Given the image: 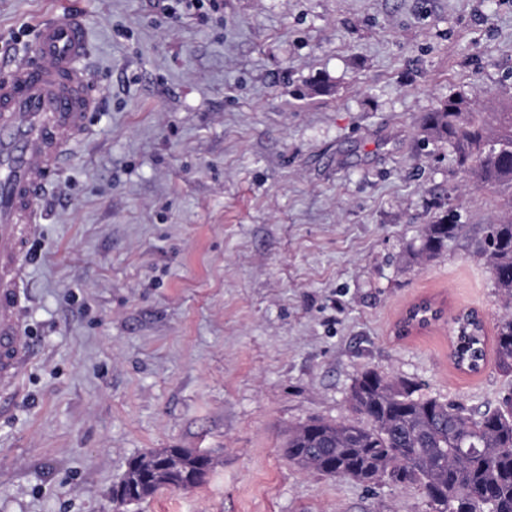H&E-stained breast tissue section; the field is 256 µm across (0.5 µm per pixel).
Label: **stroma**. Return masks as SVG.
Listing matches in <instances>:
<instances>
[{
  "label": "stroma",
  "mask_w": 512,
  "mask_h": 512,
  "mask_svg": "<svg viewBox=\"0 0 512 512\" xmlns=\"http://www.w3.org/2000/svg\"><path fill=\"white\" fill-rule=\"evenodd\" d=\"M223 2L0 0L16 57L37 19L83 15L101 97L39 205L0 512H430L417 489L290 464L289 429L350 418L367 368L470 411L512 394L494 350L454 365L448 324L512 315L479 251L512 188L479 187L422 123L453 93L512 100V0ZM442 216L464 230L423 257ZM422 300L444 319L398 335ZM154 448L215 464L117 506Z\"/></svg>",
  "instance_id": "35a3bbf8"
}]
</instances>
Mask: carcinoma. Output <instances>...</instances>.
I'll return each instance as SVG.
<instances>
[{"label":"carcinoma","instance_id":"carcinoma-1","mask_svg":"<svg viewBox=\"0 0 512 512\" xmlns=\"http://www.w3.org/2000/svg\"><path fill=\"white\" fill-rule=\"evenodd\" d=\"M496 129L459 94L429 112L424 127L448 138L458 165L483 187L512 184V104L497 113ZM463 230L439 219L428 225L420 252L439 253ZM497 288L512 296V220L485 227ZM453 356L474 371L484 362V327L469 316L453 321ZM499 368L512 373V316L495 325ZM353 413L366 419L338 423L310 420L288 433L281 449L288 462L330 478L360 483L388 480L416 488L432 512H512V395L495 408L469 413L420 386H396L373 369L364 370L350 394ZM213 464L187 448H158L128 461L116 490L143 501L161 489L199 484Z\"/></svg>","mask_w":512,"mask_h":512}]
</instances>
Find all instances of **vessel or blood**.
Masks as SVG:
<instances>
[{
  "instance_id": "b4317fda",
  "label": "vessel or blood",
  "mask_w": 512,
  "mask_h": 512,
  "mask_svg": "<svg viewBox=\"0 0 512 512\" xmlns=\"http://www.w3.org/2000/svg\"><path fill=\"white\" fill-rule=\"evenodd\" d=\"M88 54L85 20L63 13L37 24L22 60L0 62V413L16 396L32 353L21 289L36 206L98 108L84 66Z\"/></svg>"
}]
</instances>
